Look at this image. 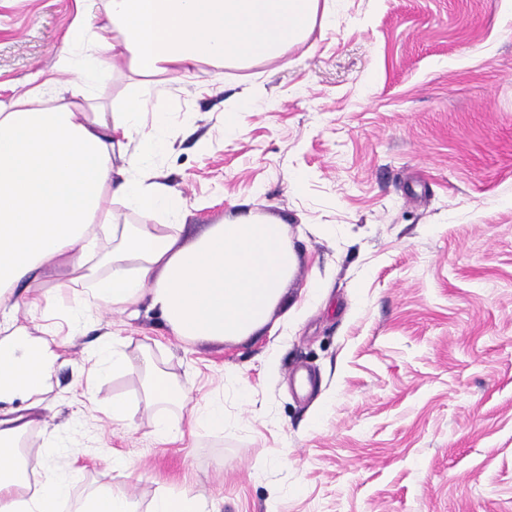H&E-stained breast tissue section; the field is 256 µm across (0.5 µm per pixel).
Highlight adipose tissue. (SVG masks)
Wrapping results in <instances>:
<instances>
[{
  "instance_id": "adipose-tissue-1",
  "label": "adipose tissue",
  "mask_w": 512,
  "mask_h": 512,
  "mask_svg": "<svg viewBox=\"0 0 512 512\" xmlns=\"http://www.w3.org/2000/svg\"><path fill=\"white\" fill-rule=\"evenodd\" d=\"M69 29L57 69L63 91L46 85L0 99V309L10 292L38 311L34 284L62 265L81 268L73 291L69 335L86 309L129 314L155 311L172 335L224 341L253 334L268 321L295 266L286 225L252 216L225 218L196 240L183 241L175 220L184 200L152 169L168 149L162 115H148L163 93L156 77L283 56L313 30L321 0H87ZM125 58L140 75L121 110L97 94L111 60ZM173 224H118L114 202ZM109 250H102V243ZM59 341L0 320V401H40L52 384ZM144 388L156 405L153 438L172 441L170 410L188 409L194 428L227 423L220 402L200 405L149 355L140 359ZM20 418H0V512H57L74 476L47 470L40 491L17 445Z\"/></svg>"
}]
</instances>
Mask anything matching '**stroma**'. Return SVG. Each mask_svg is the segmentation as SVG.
Listing matches in <instances>:
<instances>
[{"label":"stroma","mask_w":512,"mask_h":512,"mask_svg":"<svg viewBox=\"0 0 512 512\" xmlns=\"http://www.w3.org/2000/svg\"><path fill=\"white\" fill-rule=\"evenodd\" d=\"M330 13L283 56L201 66L149 105L167 121L154 170L183 195L184 239L231 213L287 224L281 303L224 343L172 336L147 311L87 312L44 401L14 405L32 484L74 466L71 501L121 486L138 512L185 489L218 512H512V0ZM75 17V0H0L1 96L51 77ZM55 283L17 326L65 328L72 295ZM106 333L132 364L77 407ZM144 352L192 400L223 401L230 428H190L175 409L180 437L155 442ZM115 398L133 431L105 420Z\"/></svg>","instance_id":"35a3bbf8"}]
</instances>
